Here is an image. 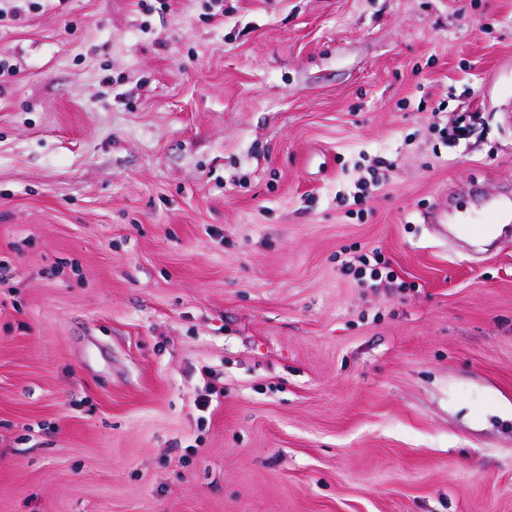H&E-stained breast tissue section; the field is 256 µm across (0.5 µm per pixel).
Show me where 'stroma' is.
Returning <instances> with one entry per match:
<instances>
[{"label":"stroma","instance_id":"1","mask_svg":"<svg viewBox=\"0 0 512 512\" xmlns=\"http://www.w3.org/2000/svg\"><path fill=\"white\" fill-rule=\"evenodd\" d=\"M166 2L0 0V512H512V0ZM375 264H371V258L367 254L357 256L356 258H353L352 260H342V266L347 268L348 270L354 269V274L360 276L359 281H361L364 284V276L363 274L366 272L367 269H370V278L374 280V278L377 280H380L382 282L383 280L386 281L390 286L394 285L396 282H394V275L392 274V271H387L385 273L384 279L381 271H378L377 266L380 264H384V262H381V257L377 253H373L372 256ZM358 263L359 265L355 268H353L354 264ZM371 267V268H370Z\"/></svg>","mask_w":512,"mask_h":512}]
</instances>
